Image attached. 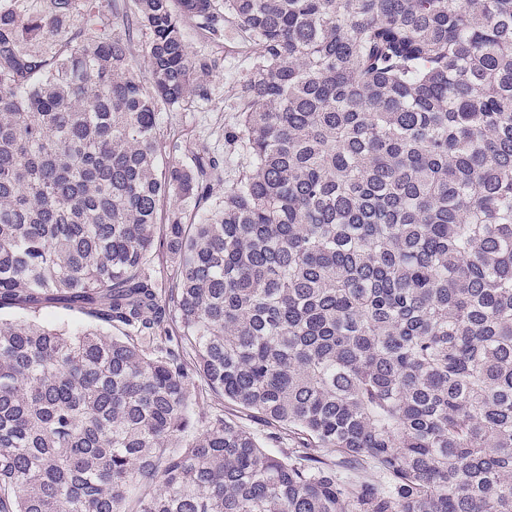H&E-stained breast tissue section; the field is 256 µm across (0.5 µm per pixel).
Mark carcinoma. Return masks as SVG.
<instances>
[{
	"label": "carcinoma",
	"instance_id": "obj_1",
	"mask_svg": "<svg viewBox=\"0 0 512 512\" xmlns=\"http://www.w3.org/2000/svg\"><path fill=\"white\" fill-rule=\"evenodd\" d=\"M188 23L254 47L216 198ZM13 309L0 512H512V0H0ZM203 408L206 413L224 410L225 418L229 417L237 420L250 431L257 433L261 439H263L265 433L267 432V427L264 426L262 422L256 418L246 416L239 412L238 408L227 400L224 402H218L212 401L210 398H208Z\"/></svg>",
	"mask_w": 512,
	"mask_h": 512
}]
</instances>
